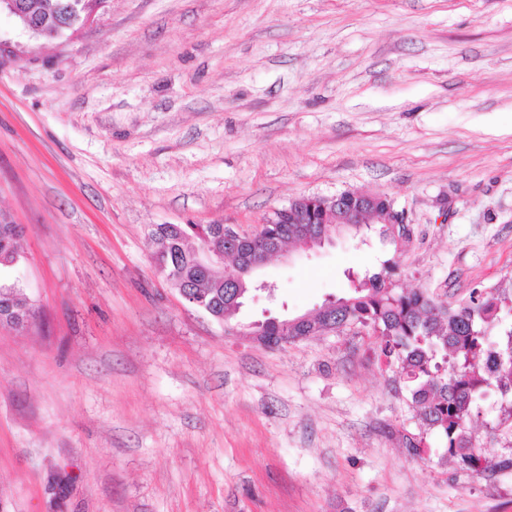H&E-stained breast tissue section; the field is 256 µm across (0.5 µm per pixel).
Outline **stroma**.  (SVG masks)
<instances>
[{
    "label": "stroma",
    "mask_w": 512,
    "mask_h": 512,
    "mask_svg": "<svg viewBox=\"0 0 512 512\" xmlns=\"http://www.w3.org/2000/svg\"><path fill=\"white\" fill-rule=\"evenodd\" d=\"M345 190L411 239L288 247L242 321L392 257L440 305L512 291V0H109L53 43L0 13V212L36 311L0 325V512H512V475L457 469L372 330L267 348L156 270L154 225L251 233ZM500 403L469 424L492 463Z\"/></svg>",
    "instance_id": "1"
}]
</instances>
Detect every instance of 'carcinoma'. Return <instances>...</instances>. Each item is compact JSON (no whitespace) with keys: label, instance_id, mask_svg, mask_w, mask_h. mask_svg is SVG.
Returning a JSON list of instances; mask_svg holds the SVG:
<instances>
[{"label":"carcinoma","instance_id":"cac0c4a2","mask_svg":"<svg viewBox=\"0 0 512 512\" xmlns=\"http://www.w3.org/2000/svg\"><path fill=\"white\" fill-rule=\"evenodd\" d=\"M384 216L379 236L384 243L399 245L410 239L412 225L396 223L397 207L389 197H378L367 207ZM328 224H288L285 239L302 247L315 245L328 230L342 234L360 228L339 224L341 211L316 210ZM224 231L222 224H159L152 232L157 250V271L176 289L185 287L203 309L224 314L231 322L242 299H234L236 285L224 270L208 272L193 263L200 249ZM17 225L0 213V324L19 325L35 310L16 283L6 279L19 260ZM398 269L392 259L377 272L358 274L350 292L322 305L288 335L270 321L261 339L279 347L306 339L332 324L336 331L353 325L370 327L377 336L378 357L403 380L417 415L430 430L446 440L448 457L473 475L486 474L482 448L475 443L468 422L479 413L492 388L512 396V299L497 291L474 290L456 307H444L421 290L405 291L387 285ZM497 330L496 340L489 331ZM494 436L512 440V406L503 410Z\"/></svg>","mask_w":512,"mask_h":512}]
</instances>
